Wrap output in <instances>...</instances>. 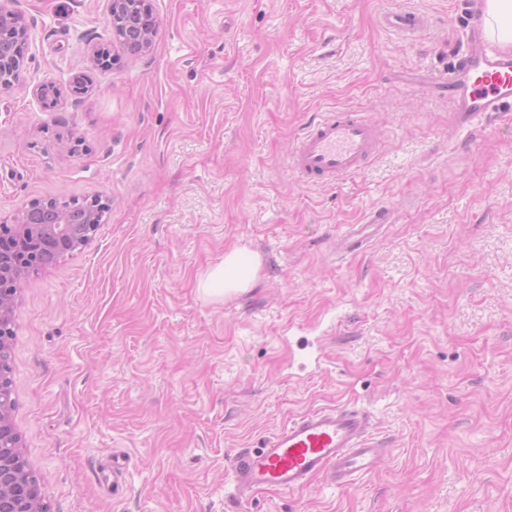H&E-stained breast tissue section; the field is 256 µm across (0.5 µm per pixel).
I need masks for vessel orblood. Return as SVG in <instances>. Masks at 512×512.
<instances>
[{
    "label": "vessel or blood",
    "mask_w": 512,
    "mask_h": 512,
    "mask_svg": "<svg viewBox=\"0 0 512 512\" xmlns=\"http://www.w3.org/2000/svg\"><path fill=\"white\" fill-rule=\"evenodd\" d=\"M380 23L410 40L432 26L424 13L411 8L383 13ZM466 39L467 48L446 81L448 98L463 126L512 111V56L490 47L481 17H474ZM379 140L378 127L361 113L328 112L299 138L290 168L307 184L339 183L361 171ZM392 221L390 210H371L362 223L348 225L337 236V250H359L375 229ZM370 427L368 415L351 405L302 413L266 436L258 447L232 456L235 492L241 498L262 490L296 493L319 475L339 487L353 485L375 469L383 454L370 443Z\"/></svg>",
    "instance_id": "vessel-or-blood-1"
}]
</instances>
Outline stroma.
I'll return each mask as SVG.
<instances>
[{"label":"stroma","mask_w":512,"mask_h":512,"mask_svg":"<svg viewBox=\"0 0 512 512\" xmlns=\"http://www.w3.org/2000/svg\"><path fill=\"white\" fill-rule=\"evenodd\" d=\"M466 2L148 0L134 57L107 0H7L31 37L0 94V222L110 207L14 306L12 418L50 512H512V116L455 122ZM406 7L435 21L414 41L378 23ZM330 110L381 143L342 184H301L288 155ZM378 205L392 223L337 253ZM237 246L254 285L204 300ZM343 403L386 451L373 472L236 497L235 452Z\"/></svg>","instance_id":"35a3bbf8"}]
</instances>
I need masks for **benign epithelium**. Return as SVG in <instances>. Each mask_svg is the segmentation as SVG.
<instances>
[{"label":"benign epithelium","instance_id":"7a95c632","mask_svg":"<svg viewBox=\"0 0 512 512\" xmlns=\"http://www.w3.org/2000/svg\"><path fill=\"white\" fill-rule=\"evenodd\" d=\"M108 26L126 51L136 55L148 50L157 22L146 0H108ZM17 30L20 49H0V91L12 89L24 68V48L29 30L21 19L0 4V39ZM71 218L61 211L47 217L28 205L11 224H0V347L7 343L13 325V306L21 283L30 276L29 262L73 250ZM12 392L0 372V512H45L40 486L31 482V464L21 450L20 437L11 418Z\"/></svg>","mask_w":512,"mask_h":512}]
</instances>
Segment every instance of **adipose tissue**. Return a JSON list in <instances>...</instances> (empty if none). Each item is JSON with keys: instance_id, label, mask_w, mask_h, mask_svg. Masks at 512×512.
<instances>
[{"instance_id": "adipose-tissue-1", "label": "adipose tissue", "mask_w": 512, "mask_h": 512, "mask_svg": "<svg viewBox=\"0 0 512 512\" xmlns=\"http://www.w3.org/2000/svg\"><path fill=\"white\" fill-rule=\"evenodd\" d=\"M260 267L258 255L245 247L226 251L223 260L200 276L198 292L204 299L221 301L249 288Z\"/></svg>"}]
</instances>
